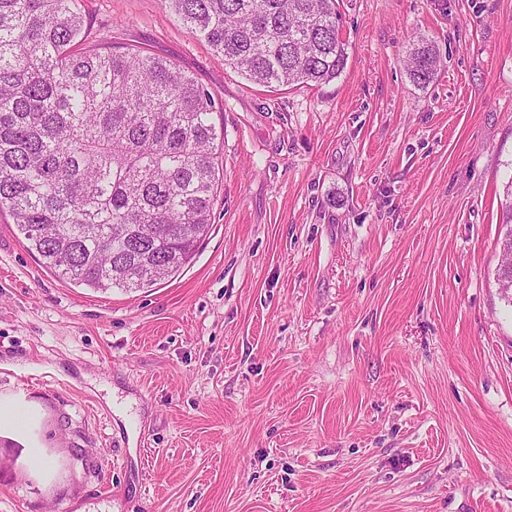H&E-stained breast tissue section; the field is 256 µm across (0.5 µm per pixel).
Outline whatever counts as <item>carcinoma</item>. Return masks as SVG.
I'll list each match as a JSON object with an SVG mask.
<instances>
[{"instance_id": "1", "label": "carcinoma", "mask_w": 512, "mask_h": 512, "mask_svg": "<svg viewBox=\"0 0 512 512\" xmlns=\"http://www.w3.org/2000/svg\"><path fill=\"white\" fill-rule=\"evenodd\" d=\"M224 62L270 89L321 86L349 61L338 0H163ZM412 81L440 67L409 51ZM216 102L143 47L91 41L81 0H0V211L77 286L152 288L193 261L219 186ZM503 235L512 237V179ZM497 281L512 300V247Z\"/></svg>"}]
</instances>
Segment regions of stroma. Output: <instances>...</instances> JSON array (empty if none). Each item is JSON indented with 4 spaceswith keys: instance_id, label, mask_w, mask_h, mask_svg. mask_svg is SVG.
<instances>
[{
    "instance_id": "35a3bbf8",
    "label": "stroma",
    "mask_w": 512,
    "mask_h": 512,
    "mask_svg": "<svg viewBox=\"0 0 512 512\" xmlns=\"http://www.w3.org/2000/svg\"><path fill=\"white\" fill-rule=\"evenodd\" d=\"M82 10L222 104L224 172L141 291L60 280L0 213V512H512V0H340L345 71L278 91L162 0ZM406 67L412 81L421 87L428 86L440 67V57L432 42L420 39L409 51Z\"/></svg>"
}]
</instances>
